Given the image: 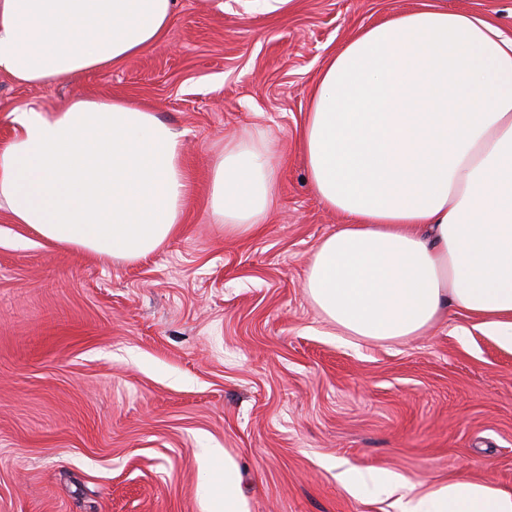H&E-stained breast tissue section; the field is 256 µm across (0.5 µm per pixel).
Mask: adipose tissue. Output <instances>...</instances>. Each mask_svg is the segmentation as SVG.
<instances>
[{
  "mask_svg": "<svg viewBox=\"0 0 512 512\" xmlns=\"http://www.w3.org/2000/svg\"><path fill=\"white\" fill-rule=\"evenodd\" d=\"M176 0H0V74L38 87L143 54ZM0 149V200L48 242L132 261L182 222L181 134L146 109L79 97L31 109ZM301 147L312 189L343 224L304 288L336 329L384 342L448 309L512 347V37L438 7L363 27L323 64ZM282 188L264 131L224 147L209 206L230 236L258 230ZM399 491L400 512H512V494L460 473Z\"/></svg>",
  "mask_w": 512,
  "mask_h": 512,
  "instance_id": "1",
  "label": "adipose tissue"
}]
</instances>
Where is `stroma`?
<instances>
[{
    "label": "stroma",
    "instance_id": "obj_1",
    "mask_svg": "<svg viewBox=\"0 0 512 512\" xmlns=\"http://www.w3.org/2000/svg\"><path fill=\"white\" fill-rule=\"evenodd\" d=\"M424 3L512 36V0H177L119 66L51 88L0 74V148L18 111L118 96L183 131L188 181L180 232L131 262L49 244L0 203V512H212L228 466L247 512H397L343 468L512 492L511 348L455 310L401 341L347 336L303 288L342 221L301 152L310 90L358 29ZM255 127L282 191L257 234L228 236L212 169Z\"/></svg>",
    "mask_w": 512,
    "mask_h": 512
}]
</instances>
